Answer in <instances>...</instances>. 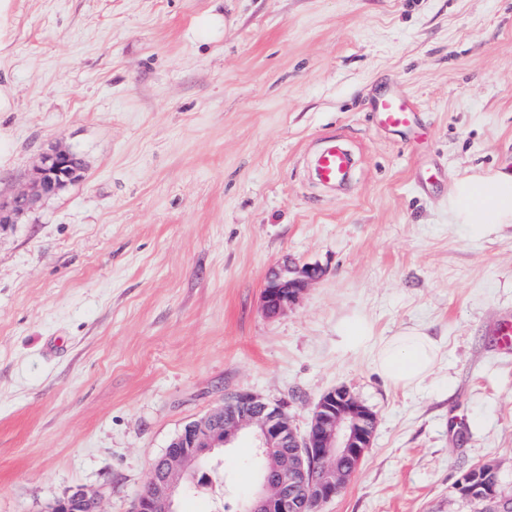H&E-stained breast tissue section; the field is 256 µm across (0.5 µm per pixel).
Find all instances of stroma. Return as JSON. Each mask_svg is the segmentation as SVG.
<instances>
[{
	"mask_svg": "<svg viewBox=\"0 0 512 512\" xmlns=\"http://www.w3.org/2000/svg\"><path fill=\"white\" fill-rule=\"evenodd\" d=\"M0 75L13 151L0 198L60 148L80 176L0 224V512L87 487L130 512L188 423L245 390L305 432L346 387L377 416L361 466L319 512H474L454 486L495 465L512 495V226L448 222V192L512 159V0H15ZM218 14L210 38L197 21ZM402 89L405 132L371 105ZM346 190L311 162L332 139ZM318 267L270 315L282 262ZM359 312L383 339L427 328L433 373L403 390L347 349ZM250 436L179 512H237Z\"/></svg>",
	"mask_w": 512,
	"mask_h": 512,
	"instance_id": "35a3bbf8",
	"label": "stroma"
}]
</instances>
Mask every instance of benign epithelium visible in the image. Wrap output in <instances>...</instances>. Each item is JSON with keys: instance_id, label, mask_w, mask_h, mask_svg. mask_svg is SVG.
Segmentation results:
<instances>
[{"instance_id": "benign-epithelium-1", "label": "benign epithelium", "mask_w": 512, "mask_h": 512, "mask_svg": "<svg viewBox=\"0 0 512 512\" xmlns=\"http://www.w3.org/2000/svg\"><path fill=\"white\" fill-rule=\"evenodd\" d=\"M82 170V160L70 150L59 149L45 156L28 183L8 200H0V223L32 210L44 197L56 193ZM319 270L306 267L300 275L284 264L272 271L264 289L267 311L276 314L298 298L304 284ZM376 423L375 414L346 388L324 394L318 401L306 434H299L290 415L280 406L249 391L227 395L224 404L207 417L184 427L176 439L178 450L168 458V467L192 468L201 458L231 444L244 431L253 433L254 447L271 452L291 448L281 466L263 474L249 512H307V505L326 502L344 488L346 467L363 461ZM179 483L151 472L147 489L136 499L131 512H173ZM471 500L495 501L501 497L497 470L490 464L465 471L456 484ZM97 495L80 489L55 501L50 512H99Z\"/></svg>"}]
</instances>
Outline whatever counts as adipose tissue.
Listing matches in <instances>:
<instances>
[{"label": "adipose tissue", "instance_id": "obj_1", "mask_svg": "<svg viewBox=\"0 0 512 512\" xmlns=\"http://www.w3.org/2000/svg\"><path fill=\"white\" fill-rule=\"evenodd\" d=\"M448 221L464 226L472 237L481 238L505 224H512V169L474 172L454 180L448 193ZM346 347L374 348V367L394 387L409 390L420 385L433 370L438 347L426 329H401L379 344H372L373 324L353 313L338 325Z\"/></svg>", "mask_w": 512, "mask_h": 512}]
</instances>
